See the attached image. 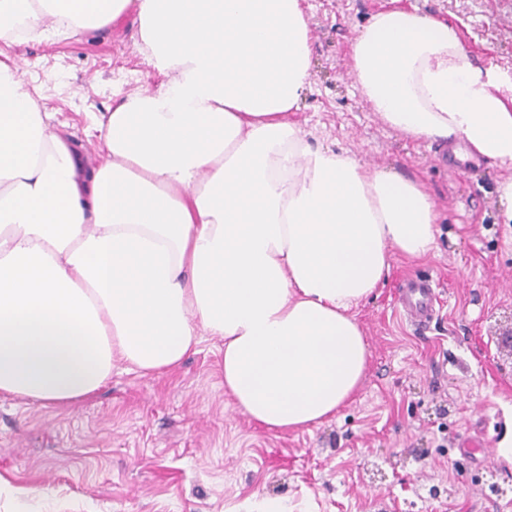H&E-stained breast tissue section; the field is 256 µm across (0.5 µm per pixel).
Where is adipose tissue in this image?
Here are the masks:
<instances>
[{"label": "adipose tissue", "instance_id": "obj_1", "mask_svg": "<svg viewBox=\"0 0 512 512\" xmlns=\"http://www.w3.org/2000/svg\"><path fill=\"white\" fill-rule=\"evenodd\" d=\"M127 14L162 80L113 100L91 160L6 46L19 26L49 39ZM350 73L389 129L510 170L512 223V75L415 8L374 13ZM311 83L301 0H0V396L67 406L116 363L162 376L210 336L255 422L335 414L366 368L353 308L391 252H432L438 209L417 179L311 146L291 120Z\"/></svg>", "mask_w": 512, "mask_h": 512}]
</instances>
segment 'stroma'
<instances>
[{
    "instance_id": "35a3bbf8",
    "label": "stroma",
    "mask_w": 512,
    "mask_h": 512,
    "mask_svg": "<svg viewBox=\"0 0 512 512\" xmlns=\"http://www.w3.org/2000/svg\"><path fill=\"white\" fill-rule=\"evenodd\" d=\"M312 91L292 120L315 147L419 179L440 218L435 249L390 256L383 283L352 314L367 342L361 384L318 425L274 430L224 391L222 341L204 337L169 374L114 369L68 406L0 397V512H512V226L491 161L434 164L435 145L388 129L349 71L350 38L392 4L456 24L474 64L512 73V0H303ZM127 15L98 31L16 40L27 89L74 146L93 155L95 117L152 70ZM438 285L425 331L400 315L399 282ZM482 428L492 455L460 456Z\"/></svg>"
}]
</instances>
